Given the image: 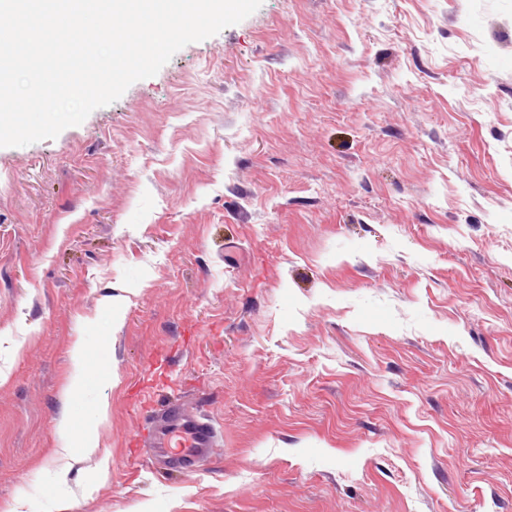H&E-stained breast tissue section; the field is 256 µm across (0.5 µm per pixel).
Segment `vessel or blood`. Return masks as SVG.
I'll return each mask as SVG.
<instances>
[{
    "label": "vessel or blood",
    "instance_id": "vessel-or-blood-1",
    "mask_svg": "<svg viewBox=\"0 0 512 512\" xmlns=\"http://www.w3.org/2000/svg\"><path fill=\"white\" fill-rule=\"evenodd\" d=\"M217 441V430L209 420L188 414L180 402L169 400L151 409L135 443L151 449L155 458L191 471L211 457Z\"/></svg>",
    "mask_w": 512,
    "mask_h": 512
}]
</instances>
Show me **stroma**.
Wrapping results in <instances>:
<instances>
[{"label":"stroma","mask_w":512,"mask_h":512,"mask_svg":"<svg viewBox=\"0 0 512 512\" xmlns=\"http://www.w3.org/2000/svg\"><path fill=\"white\" fill-rule=\"evenodd\" d=\"M154 395L196 471L132 453ZM63 500L512 512V0H263L0 147V512ZM134 442L151 448L156 460L165 458L179 469L192 471L211 457L218 433L207 419L186 413L179 401H163L151 409Z\"/></svg>","instance_id":"obj_1"}]
</instances>
